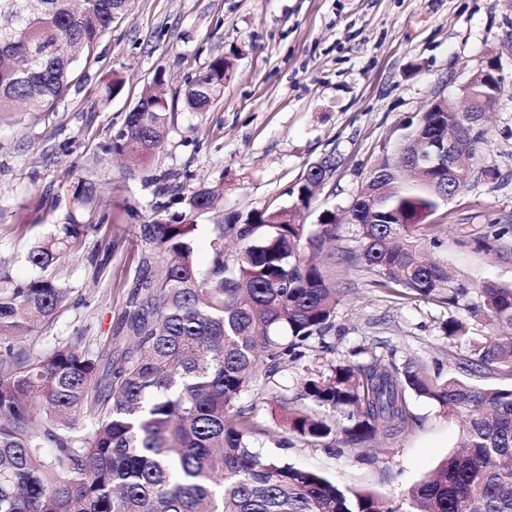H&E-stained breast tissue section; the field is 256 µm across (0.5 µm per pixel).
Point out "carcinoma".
<instances>
[{
  "label": "carcinoma",
  "mask_w": 512,
  "mask_h": 512,
  "mask_svg": "<svg viewBox=\"0 0 512 512\" xmlns=\"http://www.w3.org/2000/svg\"><path fill=\"white\" fill-rule=\"evenodd\" d=\"M126 0H0V122L17 121L20 102L51 112ZM232 67L212 58L188 84L184 106L205 111L224 92ZM141 93L112 138V152L149 158L172 121L156 91ZM454 112L410 118L426 131L454 126ZM308 171L305 205L319 185ZM395 190L361 224L356 260L382 288H401L457 305L468 289L448 269L422 259L413 238L441 206L448 172L396 176ZM182 210L152 205L137 225L142 261L116 323L123 344L91 353L75 336L35 354L9 342L17 330L51 323L69 289L46 274L56 252L85 225L75 219L28 256L39 273L0 285V512H512V388L432 377L418 365L373 357L366 365L305 368L298 392L277 376L313 343L336 334L335 285L314 258L336 238V214L297 222L279 209L230 215L212 228L208 268L196 265V219L215 208L213 188L167 186ZM418 217L398 224V216ZM263 227L265 234H257ZM471 312L492 325L471 349L472 373H512V285L486 284ZM466 319L442 324L450 338ZM254 390L276 392L281 426L309 442L391 439L414 421L409 397L434 401L460 421L462 446L416 483L396 508L371 491L339 487L319 470L254 447L260 429L240 404Z\"/></svg>",
  "instance_id": "obj_1"
}]
</instances>
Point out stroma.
I'll list each match as a JSON object with an SVG mask.
<instances>
[{
	"mask_svg": "<svg viewBox=\"0 0 512 512\" xmlns=\"http://www.w3.org/2000/svg\"><path fill=\"white\" fill-rule=\"evenodd\" d=\"M220 55L233 62L223 95L207 111H187L188 82ZM490 55L505 80L475 165L499 177L470 178L430 218L442 242L430 254L468 288V303L483 284L512 283V231L489 235L494 223L512 228V0H128L55 112L0 125V274L28 280L31 249L68 216L86 226L49 268L71 290L67 305L14 349L35 354L74 336L91 351L110 343L139 267L137 224L154 203L180 208L177 195L158 193L168 175L223 193L197 221L193 248L204 269L213 224L231 212L298 207V183L327 157L336 169L298 220L318 223L327 210L340 219L326 263L340 296L338 332L330 349L313 348L283 370L280 385L296 389L307 366L365 365L377 355L466 377L470 342L489 331L484 317L472 318L469 339L444 336L442 323L466 315L465 305L379 287L375 271L350 260L358 227L344 216L403 124L434 97L460 103L461 85ZM116 72L125 84L112 96ZM158 72L174 106L164 143L145 162L114 154L115 131ZM410 407L412 426L372 448L328 450L293 434L257 445L396 506L460 441L458 422L436 403L414 397Z\"/></svg>",
	"mask_w": 512,
	"mask_h": 512,
	"instance_id": "stroma-1",
	"label": "stroma"
}]
</instances>
